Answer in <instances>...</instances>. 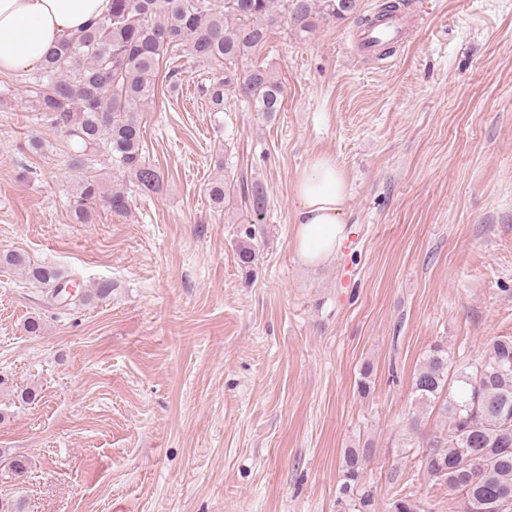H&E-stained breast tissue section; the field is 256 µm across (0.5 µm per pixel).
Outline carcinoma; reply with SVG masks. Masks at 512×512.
I'll return each mask as SVG.
<instances>
[{
	"label": "carcinoma",
	"mask_w": 512,
	"mask_h": 512,
	"mask_svg": "<svg viewBox=\"0 0 512 512\" xmlns=\"http://www.w3.org/2000/svg\"><path fill=\"white\" fill-rule=\"evenodd\" d=\"M357 0H112V10L93 26L51 49L34 76L33 111L44 126L64 134L70 165L84 171L72 209L80 224L101 204L117 216L131 209L126 183L142 193L163 187L160 169L143 156L138 113L155 90V71L170 51L210 70L203 89L210 109L224 111L232 92L270 117L281 110L284 87L264 67L239 69L276 29L304 37L322 23L354 13ZM107 158L124 173V183L104 187L97 168ZM214 208H224L229 187L220 177L208 183ZM261 218L267 197L261 184L248 198ZM241 269L250 274L256 249L238 247ZM0 267L14 269L51 297L65 302L70 285L57 268L33 264L21 251L0 254ZM415 408L409 430L421 426V410L433 409L443 422L441 436L426 441L417 473L458 498L457 512H512V336H497L484 354L459 362L440 340L429 347L413 377ZM369 449L350 448L341 460L339 512H376L366 486ZM389 512H431L414 494H396Z\"/></svg>",
	"instance_id": "cac0c4a2"
}]
</instances>
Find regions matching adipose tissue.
<instances>
[{"mask_svg": "<svg viewBox=\"0 0 512 512\" xmlns=\"http://www.w3.org/2000/svg\"><path fill=\"white\" fill-rule=\"evenodd\" d=\"M112 0H0V74L38 68L46 51L105 17ZM348 181L335 158L314 155L292 184L293 245L308 266L332 261L345 234Z\"/></svg>", "mask_w": 512, "mask_h": 512, "instance_id": "ef3b65f1", "label": "adipose tissue"}]
</instances>
